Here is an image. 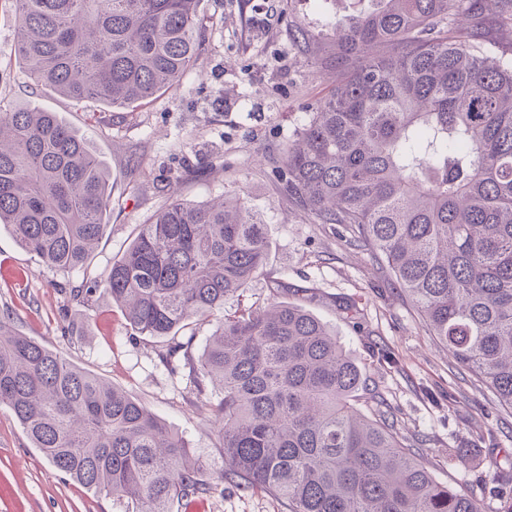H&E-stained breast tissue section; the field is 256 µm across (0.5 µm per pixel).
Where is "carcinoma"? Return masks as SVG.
<instances>
[{
  "label": "carcinoma",
  "mask_w": 512,
  "mask_h": 512,
  "mask_svg": "<svg viewBox=\"0 0 512 512\" xmlns=\"http://www.w3.org/2000/svg\"><path fill=\"white\" fill-rule=\"evenodd\" d=\"M373 2L334 23L346 70L276 174L318 223L345 226L383 261L448 356L512 408V58L478 31L459 39L483 0ZM198 3L12 0L17 57L63 97L134 107L192 69ZM111 179L57 113L0 103V229L44 266H84ZM268 249L244 196L174 193L104 282L143 335L216 319L199 357L190 336L162 358L181 356L223 392L219 480L291 512H483L432 477L394 422L362 412V368L327 324L291 302L224 315ZM2 407L58 471L127 512H170L214 489L185 437L0 317Z\"/></svg>",
  "instance_id": "1"
}]
</instances>
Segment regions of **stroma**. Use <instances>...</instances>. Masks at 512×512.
Here are the masks:
<instances>
[{"mask_svg":"<svg viewBox=\"0 0 512 512\" xmlns=\"http://www.w3.org/2000/svg\"><path fill=\"white\" fill-rule=\"evenodd\" d=\"M370 0H200L204 42L174 93L138 108L74 102L31 85L15 53L10 0H0V100L58 113L107 163L112 200L105 234L88 263L66 273L42 266L9 232L0 233V315L17 331L130 394L189 442L205 479L224 467L212 409L220 389L197 390L187 368L162 355L170 338L136 332L103 290L104 281L171 194L194 202L245 193L269 239L262 270L238 297L248 307L293 302L336 332L363 365L361 407L414 439L434 478L501 512L496 490L512 481V410L430 336L388 270L351 245L338 224H320L282 191L274 175L283 146L330 96L336 80L331 22ZM355 303L357 315L340 311ZM59 473L22 426L0 408V512H124ZM172 512H289L283 499L228 487L174 504Z\"/></svg>","mask_w":512,"mask_h":512,"instance_id":"35a3bbf8","label":"stroma"}]
</instances>
